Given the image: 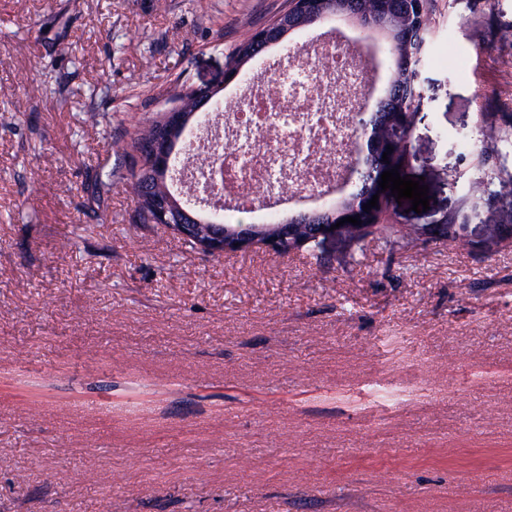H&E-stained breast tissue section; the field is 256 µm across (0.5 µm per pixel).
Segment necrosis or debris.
Masks as SVG:
<instances>
[{
  "mask_svg": "<svg viewBox=\"0 0 512 512\" xmlns=\"http://www.w3.org/2000/svg\"><path fill=\"white\" fill-rule=\"evenodd\" d=\"M308 49L325 70L283 58L276 79L241 95L223 122L195 138L206 157L189 172V186L204 193L213 167L221 198L279 219L284 193L326 202L349 178L357 140L352 117L365 105L371 67L340 28L311 40Z\"/></svg>",
  "mask_w": 512,
  "mask_h": 512,
  "instance_id": "obj_1",
  "label": "necrosis or debris"
}]
</instances>
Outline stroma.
<instances>
[{"label":"stroma","instance_id":"stroma-1","mask_svg":"<svg viewBox=\"0 0 512 512\" xmlns=\"http://www.w3.org/2000/svg\"><path fill=\"white\" fill-rule=\"evenodd\" d=\"M430 4L400 169L429 208L389 221L479 233L500 206L470 183L512 166L479 123L512 134V0ZM287 5L0 0V512H512V244L321 265L136 219L121 146L183 91L270 83L326 24L225 74ZM341 28L379 99L383 41ZM262 52V48L255 47L251 40H249L248 42L235 48L230 56L229 65H231L234 69H238L241 65L247 63L249 60L253 59L256 55ZM233 68L227 71V81L232 80L237 74L236 70Z\"/></svg>","mask_w":512,"mask_h":512}]
</instances>
